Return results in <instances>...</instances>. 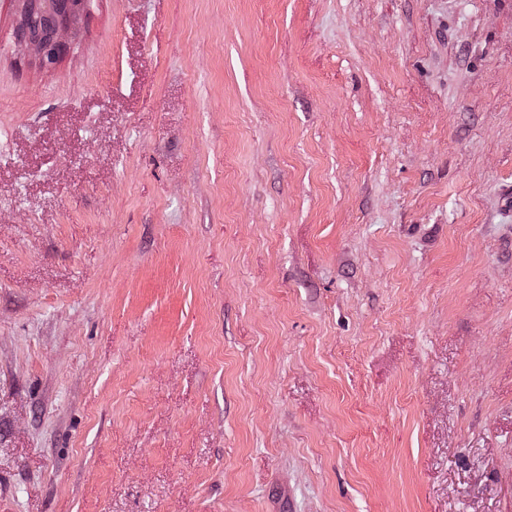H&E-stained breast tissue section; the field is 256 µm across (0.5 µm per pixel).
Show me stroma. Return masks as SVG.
<instances>
[{
	"instance_id": "1",
	"label": "stroma",
	"mask_w": 512,
	"mask_h": 512,
	"mask_svg": "<svg viewBox=\"0 0 512 512\" xmlns=\"http://www.w3.org/2000/svg\"><path fill=\"white\" fill-rule=\"evenodd\" d=\"M0 0V512H512V0ZM43 0H28L29 17L27 33L36 38L42 45L51 43V30L53 25L47 19L48 12L42 7ZM79 15L80 13L77 14L76 17H72L58 24L53 34V44L58 54L65 49L69 40L71 41L77 37L79 31Z\"/></svg>"
}]
</instances>
